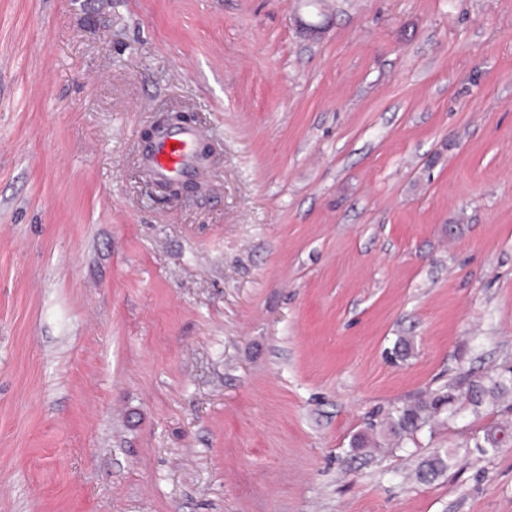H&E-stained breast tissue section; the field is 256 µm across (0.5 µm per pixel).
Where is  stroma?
Segmentation results:
<instances>
[{"label": "stroma", "instance_id": "1", "mask_svg": "<svg viewBox=\"0 0 512 512\" xmlns=\"http://www.w3.org/2000/svg\"><path fill=\"white\" fill-rule=\"evenodd\" d=\"M511 366L512 0H0V512H512ZM194 134L190 131H163L157 138L152 162L156 179L184 176L190 173V153ZM490 386L486 387L482 382L471 383L463 392L448 387V391L431 392L427 398L420 399L412 404L394 408L386 415L389 433L397 438V444L405 439H411L424 425L438 417L444 411L453 413L460 402L467 401L473 407H479L486 396L495 398L500 393L506 392V384L501 380L490 379ZM449 463L447 459L439 454H434L421 460L415 470V476L420 481L433 480L442 476L448 470Z\"/></svg>", "mask_w": 512, "mask_h": 512}]
</instances>
